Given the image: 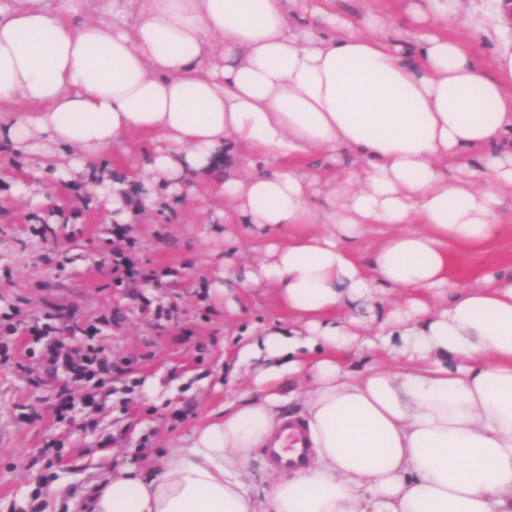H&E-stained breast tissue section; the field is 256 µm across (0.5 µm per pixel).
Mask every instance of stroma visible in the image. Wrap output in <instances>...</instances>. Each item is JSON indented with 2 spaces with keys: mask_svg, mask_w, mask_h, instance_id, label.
I'll use <instances>...</instances> for the list:
<instances>
[{
  "mask_svg": "<svg viewBox=\"0 0 512 512\" xmlns=\"http://www.w3.org/2000/svg\"><path fill=\"white\" fill-rule=\"evenodd\" d=\"M448 9L478 30L475 55L493 61L497 46L484 32L495 23L497 0H448ZM152 146L144 135L126 134L104 168L124 177ZM26 178L20 158L0 153V322L15 329L0 355V512H70L91 481L115 467L146 465L151 449L175 446L237 397L239 386L224 373L233 336L288 314L272 288L225 279V260H252L255 242L241 225L210 223L224 201L205 186L182 209L159 204L119 224L71 171L40 181L43 202L35 208L9 191ZM118 242L140 279L114 274ZM507 270L510 207L493 239L454 251L450 278L466 287ZM214 283L226 285L225 297L209 295ZM54 345L74 354L95 349L108 367L104 386L48 364ZM62 390L71 402L61 416Z\"/></svg>",
  "mask_w": 512,
  "mask_h": 512,
  "instance_id": "obj_1",
  "label": "stroma"
}]
</instances>
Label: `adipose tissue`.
I'll use <instances>...</instances> for the list:
<instances>
[{"instance_id":"1","label":"adipose tissue","mask_w":512,"mask_h":512,"mask_svg":"<svg viewBox=\"0 0 512 512\" xmlns=\"http://www.w3.org/2000/svg\"><path fill=\"white\" fill-rule=\"evenodd\" d=\"M127 2L129 20L75 24L65 0H0V104L27 106L0 115V144L31 163L15 193L40 205L33 180L65 158L121 222L208 182L215 221L265 240L244 276L288 321L239 346L243 393L155 465L91 484L83 512H512V277L448 276L512 207V50L486 68L438 0H411L403 36L333 0ZM131 132L155 142L136 199L85 165ZM313 156L325 183L299 165ZM376 225L365 265L354 244ZM362 300L389 306L369 337L345 315ZM373 349L387 361L344 365ZM293 403L306 464L252 492Z\"/></svg>"}]
</instances>
